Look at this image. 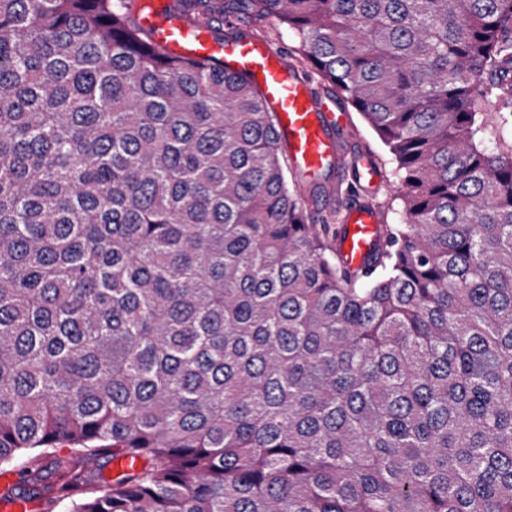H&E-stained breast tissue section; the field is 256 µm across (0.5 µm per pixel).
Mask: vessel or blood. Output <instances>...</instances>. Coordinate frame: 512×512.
Segmentation results:
<instances>
[{
	"label": "vessel or blood",
	"mask_w": 512,
	"mask_h": 512,
	"mask_svg": "<svg viewBox=\"0 0 512 512\" xmlns=\"http://www.w3.org/2000/svg\"><path fill=\"white\" fill-rule=\"evenodd\" d=\"M139 21L154 44L169 55L215 58L223 62L227 72L250 75L276 112L291 165L310 194L318 193L323 178L341 173L347 114L337 98L316 97L309 80L269 42L245 31L231 39H216L208 30L184 19L178 0H141ZM353 173L365 190L381 179L376 163L364 152L359 153ZM381 234L380 217L367 198L349 204L337 241L342 264L352 270L366 267Z\"/></svg>",
	"instance_id": "b4317fda"
}]
</instances>
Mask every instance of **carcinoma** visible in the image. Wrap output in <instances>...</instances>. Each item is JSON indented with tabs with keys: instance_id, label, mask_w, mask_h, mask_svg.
Segmentation results:
<instances>
[{
	"instance_id": "1",
	"label": "carcinoma",
	"mask_w": 512,
	"mask_h": 512,
	"mask_svg": "<svg viewBox=\"0 0 512 512\" xmlns=\"http://www.w3.org/2000/svg\"><path fill=\"white\" fill-rule=\"evenodd\" d=\"M181 5L286 24L402 221L344 267L246 74L136 0H0V469L46 512H512V0Z\"/></svg>"
}]
</instances>
